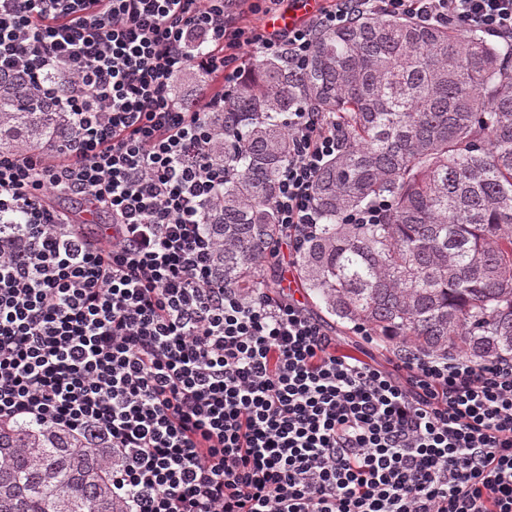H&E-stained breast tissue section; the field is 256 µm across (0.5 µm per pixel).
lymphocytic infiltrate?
<instances>
[{
    "label": "lymphocytic infiltrate",
    "mask_w": 512,
    "mask_h": 512,
    "mask_svg": "<svg viewBox=\"0 0 512 512\" xmlns=\"http://www.w3.org/2000/svg\"><path fill=\"white\" fill-rule=\"evenodd\" d=\"M258 7L0 0V75L76 122L54 154H0V423L100 435L128 512H512V357L337 355L301 303L216 278L201 218L224 184L209 116L244 47L299 66L318 29L374 9L512 39V0H336L291 28L241 26ZM192 64L209 78L195 110L174 93ZM288 132L277 266L315 228L340 146L321 112L289 113ZM61 194L109 223L87 234Z\"/></svg>",
    "instance_id": "f902f5d3"
}]
</instances>
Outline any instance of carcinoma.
Wrapping results in <instances>:
<instances>
[{
  "instance_id": "carcinoma-1",
  "label": "carcinoma",
  "mask_w": 512,
  "mask_h": 512,
  "mask_svg": "<svg viewBox=\"0 0 512 512\" xmlns=\"http://www.w3.org/2000/svg\"><path fill=\"white\" fill-rule=\"evenodd\" d=\"M323 112L340 137L318 174L320 224L295 284L343 325L435 357L512 355V40L384 11L319 30L298 69L256 56L213 114L228 171L204 210L215 275L251 297L282 236L273 200L291 157L285 119ZM75 134L54 100L0 78V154L54 152ZM383 201L379 224L350 215ZM0 512H127L101 445L30 422L0 425Z\"/></svg>"
}]
</instances>
